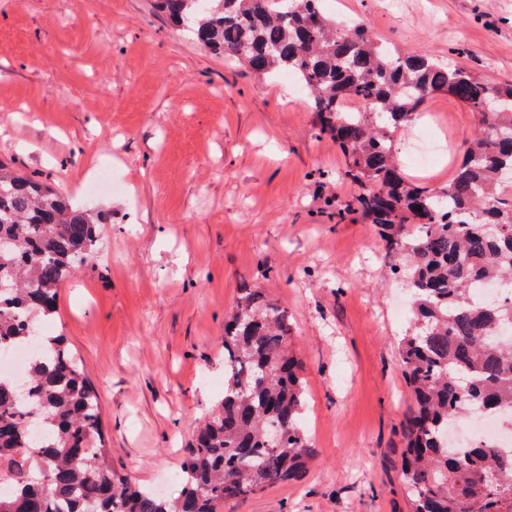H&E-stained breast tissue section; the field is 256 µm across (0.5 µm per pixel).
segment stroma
<instances>
[{
  "instance_id": "obj_1",
  "label": "stroma",
  "mask_w": 512,
  "mask_h": 512,
  "mask_svg": "<svg viewBox=\"0 0 512 512\" xmlns=\"http://www.w3.org/2000/svg\"><path fill=\"white\" fill-rule=\"evenodd\" d=\"M374 35L512 82V0H326ZM394 149L447 185L475 112L447 94ZM0 160L103 211L93 258L46 329L100 395L112 464L166 498L198 418L224 393V316L243 287L288 309L317 450L297 482L223 512H411L413 406L400 366L409 295L297 85L214 54L155 0H0Z\"/></svg>"
}]
</instances>
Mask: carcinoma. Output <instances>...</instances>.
Masks as SVG:
<instances>
[{
    "label": "carcinoma",
    "instance_id": "1",
    "mask_svg": "<svg viewBox=\"0 0 512 512\" xmlns=\"http://www.w3.org/2000/svg\"><path fill=\"white\" fill-rule=\"evenodd\" d=\"M323 0H159L169 19L259 75H288L308 96L319 132L358 186L345 210L380 226L407 274L410 328L400 340L415 398L402 474L413 512H512V457L490 443L450 448L448 425L474 407L512 413V296L496 307L472 297L490 275L512 283V84L485 83L422 50L375 41L360 21L336 22ZM439 94L479 115L448 185L426 187L394 158L393 134ZM505 106L485 115L487 97ZM358 102L363 111L351 109ZM0 356L37 349L23 381L0 374V461L17 463L0 512H220L267 485L300 480L316 456L300 415L303 363L288 349V310L242 289L224 321V397L196 429L175 499L112 468L99 395L62 336L39 331L58 290L92 255L89 210L0 163ZM282 431L269 442L267 427Z\"/></svg>",
    "mask_w": 512,
    "mask_h": 512
}]
</instances>
